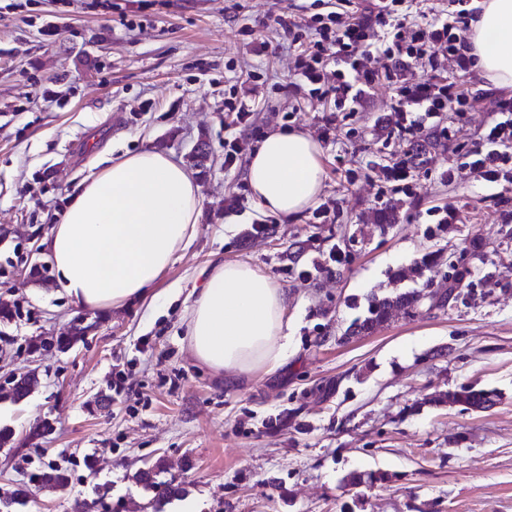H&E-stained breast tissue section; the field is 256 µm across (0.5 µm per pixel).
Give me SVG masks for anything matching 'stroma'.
I'll return each mask as SVG.
<instances>
[{"label":"stroma","instance_id":"1","mask_svg":"<svg viewBox=\"0 0 512 512\" xmlns=\"http://www.w3.org/2000/svg\"><path fill=\"white\" fill-rule=\"evenodd\" d=\"M334 9L353 6L0 0V303L14 311L0 317V430L12 432L0 496L30 489L13 512H153L134 475L159 460L187 491L164 512H512V185L486 187L466 165L499 91L449 64L447 80L469 90L474 109L441 113L448 134H431L404 194L383 180L413 148L394 128V85L375 84L339 114L332 96L304 99L290 86L294 56L276 16L299 23ZM252 70L263 80L250 82ZM237 91L251 100L252 128L224 110ZM286 125L320 141L331 222L309 210L261 214L246 166L224 165L225 140L251 147L252 129ZM200 143L210 159L197 167ZM144 149L192 168L198 233L162 274L157 300L78 307L58 292L44 241L86 176ZM240 194L243 211L225 212ZM444 207L452 223H429L428 210ZM333 246L342 265L299 278ZM449 253L468 270L455 289ZM230 260L292 299L288 362L274 373L216 374L188 349L184 300ZM425 287L452 289L449 306L398 310L373 333L348 334L370 298ZM80 323L83 339L46 346ZM28 372L38 384L14 400L11 378ZM462 385L492 392L493 406L435 403ZM52 466L68 471L66 488L38 483ZM352 472L386 480L352 487Z\"/></svg>","mask_w":512,"mask_h":512}]
</instances>
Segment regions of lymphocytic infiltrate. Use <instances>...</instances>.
I'll list each match as a JSON object with an SVG mask.
<instances>
[{
  "instance_id": "1",
  "label": "lymphocytic infiltrate",
  "mask_w": 512,
  "mask_h": 512,
  "mask_svg": "<svg viewBox=\"0 0 512 512\" xmlns=\"http://www.w3.org/2000/svg\"><path fill=\"white\" fill-rule=\"evenodd\" d=\"M411 8L410 0H364L359 17L349 20L332 12L316 17L300 33L286 18H278L284 36L308 41L307 48L295 53L292 88L313 96L333 95L337 111H356L379 77L365 63L374 54L388 60L389 76L401 79L393 106L399 134L417 137L440 113L471 111L469 94L455 82L435 77L444 61L464 68L471 63L468 23L475 9L470 0H448L447 9L424 26L411 21ZM416 63L429 69L431 79L403 80V72ZM467 165L485 184L512 183V96L497 98Z\"/></svg>"
}]
</instances>
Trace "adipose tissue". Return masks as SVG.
Masks as SVG:
<instances>
[{
	"label": "adipose tissue",
	"instance_id": "adipose-tissue-1",
	"mask_svg": "<svg viewBox=\"0 0 512 512\" xmlns=\"http://www.w3.org/2000/svg\"><path fill=\"white\" fill-rule=\"evenodd\" d=\"M475 66L512 87V0H481L470 22ZM258 209L292 219L324 188L321 148L307 133L276 130L249 157ZM200 188L182 162L142 150L89 175L48 238L56 281L76 305L112 310L155 295L163 274L198 231ZM187 338L198 364L216 374L273 373L288 359L290 298L246 261L214 265L187 298Z\"/></svg>",
	"mask_w": 512,
	"mask_h": 512
}]
</instances>
